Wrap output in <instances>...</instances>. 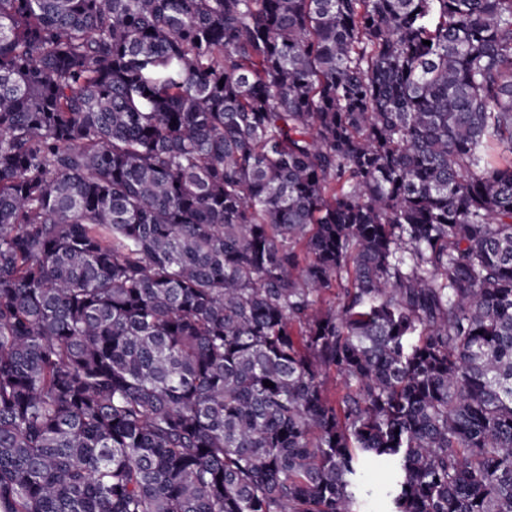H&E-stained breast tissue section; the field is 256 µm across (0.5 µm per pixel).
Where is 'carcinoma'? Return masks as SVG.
<instances>
[{"label":"carcinoma","instance_id":"cac0c4a2","mask_svg":"<svg viewBox=\"0 0 512 512\" xmlns=\"http://www.w3.org/2000/svg\"><path fill=\"white\" fill-rule=\"evenodd\" d=\"M368 462L512 512V0H0V512Z\"/></svg>","mask_w":512,"mask_h":512}]
</instances>
